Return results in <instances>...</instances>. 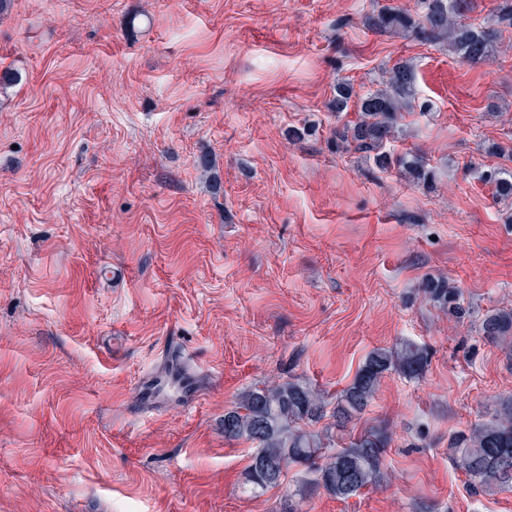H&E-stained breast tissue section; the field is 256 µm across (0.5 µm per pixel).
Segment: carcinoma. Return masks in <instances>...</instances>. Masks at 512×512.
I'll list each match as a JSON object with an SVG mask.
<instances>
[{
  "instance_id": "cac0c4a2",
  "label": "carcinoma",
  "mask_w": 512,
  "mask_h": 512,
  "mask_svg": "<svg viewBox=\"0 0 512 512\" xmlns=\"http://www.w3.org/2000/svg\"><path fill=\"white\" fill-rule=\"evenodd\" d=\"M469 2L421 0L423 13L417 18L383 7L367 16L366 23L375 29L412 31L429 43L446 38L459 58L476 64L493 54L500 27H512V0H499L488 23L480 27L454 21ZM415 98L412 72L406 65L396 64L389 72L385 89L360 98L359 121L334 130L336 145L353 147L372 157L382 169L395 162L414 177L426 178L421 157L408 154L394 160L385 151L386 142L394 133L397 113L412 106ZM480 178L493 185L501 198H512V169H485ZM425 293L441 306L457 314L462 312L459 290L447 279L428 280ZM479 332L492 341L511 336L512 309L483 316ZM426 366L427 354L414 344L404 343L371 351L353 382L332 402L323 392L296 382L252 386L241 394L237 406L224 412V438L256 444L247 471V481L256 492L279 485L291 464L312 465L310 477L288 495L282 512H302V503L320 488L347 500L386 478L383 460L389 436L381 429L369 428L348 446L332 448L328 435L311 432L307 426L322 419L330 406L336 427L346 428L371 404L386 375L398 372L410 379L418 378ZM450 448L456 468L476 486L512 489V401L497 411L495 421L456 436Z\"/></svg>"
}]
</instances>
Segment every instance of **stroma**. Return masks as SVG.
<instances>
[{"instance_id": "1", "label": "stroma", "mask_w": 512, "mask_h": 512, "mask_svg": "<svg viewBox=\"0 0 512 512\" xmlns=\"http://www.w3.org/2000/svg\"><path fill=\"white\" fill-rule=\"evenodd\" d=\"M418 0H11L0 13V512H280L224 411L259 383L336 395L375 348L411 342L338 448L386 428V483L304 512H512L473 488L450 437L512 398V358L480 336L512 309V224L479 178L512 161V30L460 62L447 42L377 33ZM410 66L430 111L385 149L431 176L336 149L338 82ZM308 129L304 139L294 130ZM462 292L464 317L425 295ZM186 364L198 398L145 400ZM425 293L434 302L439 303L443 307H448L456 314H461L462 309L459 306V290L448 283L445 278H433L426 282Z\"/></svg>"}]
</instances>
